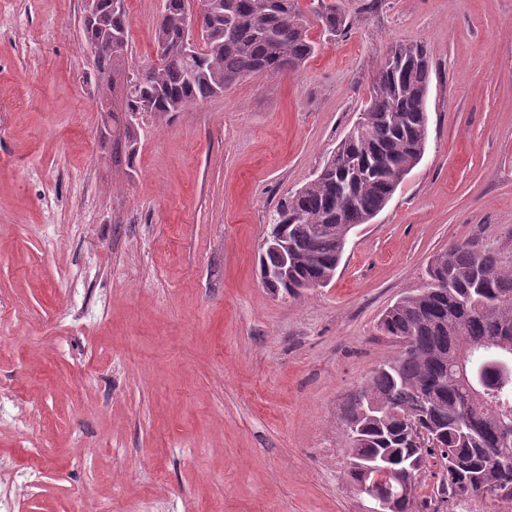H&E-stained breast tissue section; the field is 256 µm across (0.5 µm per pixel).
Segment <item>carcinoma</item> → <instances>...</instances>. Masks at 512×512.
I'll use <instances>...</instances> for the list:
<instances>
[{
	"label": "carcinoma",
	"mask_w": 512,
	"mask_h": 512,
	"mask_svg": "<svg viewBox=\"0 0 512 512\" xmlns=\"http://www.w3.org/2000/svg\"><path fill=\"white\" fill-rule=\"evenodd\" d=\"M109 2L101 0L98 25L122 36L121 43H99L96 29L87 31L104 89L126 69L128 53L126 10H113ZM185 3L165 0L156 42L175 46L187 20ZM315 21L332 36L346 28L336 0H310L305 7L301 0H216L198 56L170 52L145 82L125 91V112L136 111L145 98L158 115L180 112L244 77L297 69L316 51ZM430 73L420 43L382 61L362 112L364 134L344 137L332 158L335 166L275 209L271 224L286 225L291 244L288 284L280 285L288 295H300L306 281L334 279L347 225L364 224L383 210L398 188L395 172L409 173L422 159ZM434 262L435 273L448 280L445 292L427 285L401 297L381 320L386 336L409 339L412 351L375 368L347 407L343 432L358 465L347 468L346 479L365 494L370 484L386 486L370 465L407 467L400 474L405 488L397 512H419L418 475L428 466L437 469L432 498L438 507L466 500L463 484L494 503H511L512 486L501 484L494 444L501 413L512 406V378L493 367L512 366V348L494 344L512 342V265L467 245L436 255ZM417 429L439 445H417Z\"/></svg>",
	"instance_id": "1"
}]
</instances>
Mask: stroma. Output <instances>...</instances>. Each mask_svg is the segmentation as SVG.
I'll return each mask as SVG.
<instances>
[{"label":"stroma","instance_id":"stroma-1","mask_svg":"<svg viewBox=\"0 0 512 512\" xmlns=\"http://www.w3.org/2000/svg\"><path fill=\"white\" fill-rule=\"evenodd\" d=\"M315 54L104 133L84 0H0V512H363L343 412L385 310L458 244L512 261V0H337ZM128 66L164 0H126ZM432 63L428 143L332 282L275 294L269 218L387 47Z\"/></svg>","mask_w":512,"mask_h":512}]
</instances>
